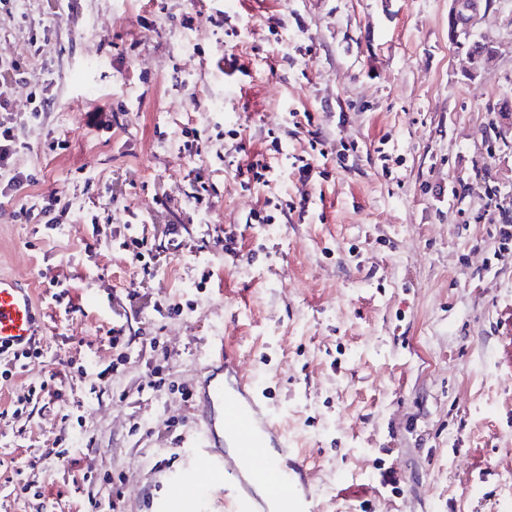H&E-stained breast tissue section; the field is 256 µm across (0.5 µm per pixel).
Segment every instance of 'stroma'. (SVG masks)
Returning a JSON list of instances; mask_svg holds the SVG:
<instances>
[{
  "instance_id": "obj_1",
  "label": "stroma",
  "mask_w": 512,
  "mask_h": 512,
  "mask_svg": "<svg viewBox=\"0 0 512 512\" xmlns=\"http://www.w3.org/2000/svg\"><path fill=\"white\" fill-rule=\"evenodd\" d=\"M186 6L78 0L76 15L56 22L42 0L0 10L3 55L21 48L30 24L54 23L46 53L58 85L48 126L25 134L21 162L38 182L0 205V273L30 283L42 345L0 384V512H86L92 497L116 512H156L194 432L185 393L212 336L236 351L278 419H294L321 512H500L512 476V256L496 258L501 241L479 219L485 198L467 186L488 168L512 211V142L485 140L512 100V0H494L480 25L496 55L472 79L448 41L450 0H218L221 37L203 19L181 29ZM150 12L153 32L139 23ZM287 43L310 52L284 58ZM117 49L130 53L123 73L112 67ZM227 49L246 72L218 71ZM119 96L125 128L88 125V110ZM289 111L314 113L331 144H358L356 158L305 185L286 159L303 147L292 139L275 182L241 186L237 167L266 154L268 130ZM217 123L240 139L192 158L180 151L183 125ZM50 132L65 149L46 148ZM383 144L400 157L388 176ZM194 167L209 174L214 207L188 224L181 252L157 248L155 276L122 252L90 248L95 229L82 218L101 213L113 174L126 193L97 229L107 238L122 237L129 217L149 219L162 192L184 217ZM450 184L459 196L438 202L434 188ZM55 190L78 221L57 231L16 221L21 205ZM273 192L311 196L309 216L247 223ZM220 227L236 255L208 243ZM54 279L80 312L52 300ZM116 320L127 327L118 350L107 335ZM69 360L109 368L107 381L63 378L61 398L12 415L28 385ZM152 366L165 378L156 394L141 389ZM56 444L64 457L50 455ZM387 469L399 484H380Z\"/></svg>"
}]
</instances>
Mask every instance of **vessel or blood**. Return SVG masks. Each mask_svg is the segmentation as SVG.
<instances>
[{"mask_svg":"<svg viewBox=\"0 0 512 512\" xmlns=\"http://www.w3.org/2000/svg\"><path fill=\"white\" fill-rule=\"evenodd\" d=\"M33 292L0 275V352L29 345L38 333ZM196 434L179 472L167 478L160 512H203L197 490L224 489L231 512H319L308 470L275 423L264 391L240 376L234 357L212 343L198 404Z\"/></svg>","mask_w":512,"mask_h":512,"instance_id":"1","label":"vessel or blood"}]
</instances>
